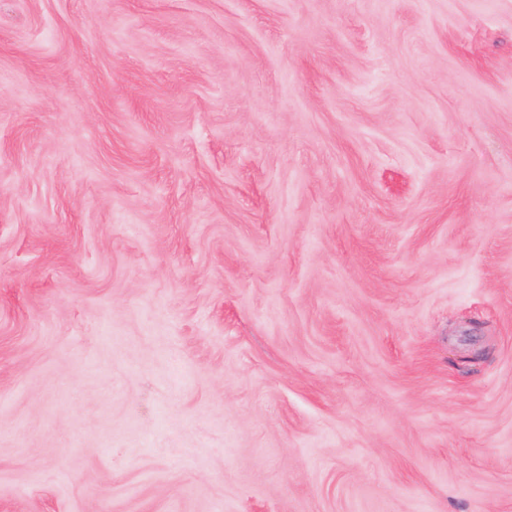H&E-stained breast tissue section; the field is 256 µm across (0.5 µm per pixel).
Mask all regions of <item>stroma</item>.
Listing matches in <instances>:
<instances>
[{
  "mask_svg": "<svg viewBox=\"0 0 512 512\" xmlns=\"http://www.w3.org/2000/svg\"><path fill=\"white\" fill-rule=\"evenodd\" d=\"M0 512H512V0H0Z\"/></svg>",
  "mask_w": 512,
  "mask_h": 512,
  "instance_id": "stroma-1",
  "label": "stroma"
}]
</instances>
